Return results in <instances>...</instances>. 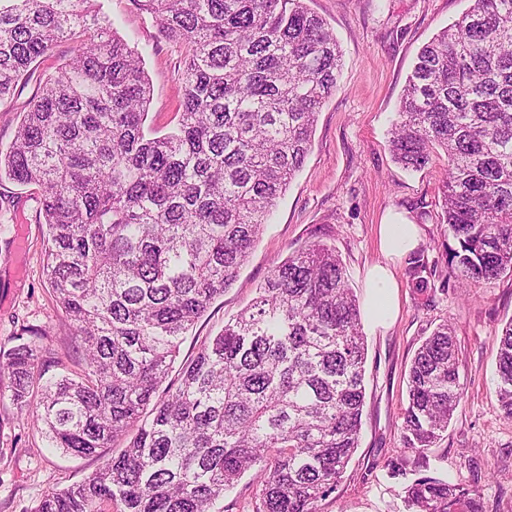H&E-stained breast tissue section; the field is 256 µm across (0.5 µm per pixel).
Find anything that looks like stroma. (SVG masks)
<instances>
[{"instance_id": "1", "label": "stroma", "mask_w": 512, "mask_h": 512, "mask_svg": "<svg viewBox=\"0 0 512 512\" xmlns=\"http://www.w3.org/2000/svg\"><path fill=\"white\" fill-rule=\"evenodd\" d=\"M119 36L142 54L151 84L146 130L163 132L176 121L181 99V55L133 0H99ZM333 30L342 50L335 93L319 113L312 145L237 280L183 337L179 360L249 306L275 261L305 242L336 249L351 287L364 296L369 265L383 262L379 224L401 216L422 229L431 267L427 290L414 288L407 259L393 261L398 310L386 328L365 332V406L359 446L320 512H405L402 487L433 477L465 479L479 487L485 512H512V421L495 395L496 336L512 320V275L489 288L457 277L445 261L447 225L438 223L444 154L415 172L396 163L390 130L418 50L469 9L471 0H305ZM71 42L38 58L12 99L0 102V150H7L40 83L69 59ZM31 188L0 182V350L35 340L46 376L78 373L83 353L73 339L43 273L44 225ZM455 330L462 359L464 398L440 440L424 454L404 450L402 413L407 379L422 341L440 323ZM0 374V512H31L45 491L83 481L96 457L52 448L31 415L11 400Z\"/></svg>"}]
</instances>
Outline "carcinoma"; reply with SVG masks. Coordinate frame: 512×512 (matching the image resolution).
Masks as SVG:
<instances>
[{"instance_id": "carcinoma-1", "label": "carcinoma", "mask_w": 512, "mask_h": 512, "mask_svg": "<svg viewBox=\"0 0 512 512\" xmlns=\"http://www.w3.org/2000/svg\"><path fill=\"white\" fill-rule=\"evenodd\" d=\"M95 0H0V100L57 42L76 43L28 104L0 179L33 186L43 269L84 369L42 381L39 346L0 355L12 401L52 447L100 456L32 512H210L246 473L252 512H319L359 445L366 345L336 250L311 241L275 263L258 297L206 337L167 383L186 331L239 275L311 148L338 86L341 50L305 0H136L182 49V100L144 131L151 87L139 53ZM390 150L407 169L447 158L440 223L457 277L512 272V0H472L419 50ZM428 288V262L411 258ZM496 396L512 420V320ZM444 322L408 372L403 448L432 447L463 399ZM409 512H484L480 490L418 478Z\"/></svg>"}]
</instances>
